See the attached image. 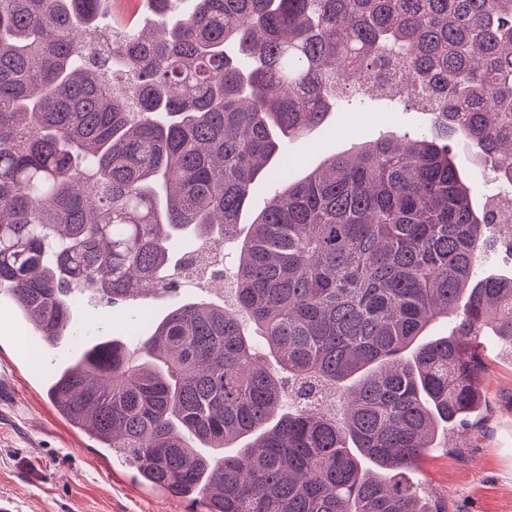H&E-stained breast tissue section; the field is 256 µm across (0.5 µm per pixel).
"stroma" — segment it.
<instances>
[{
  "instance_id": "35a3bbf8",
  "label": "stroma",
  "mask_w": 512,
  "mask_h": 512,
  "mask_svg": "<svg viewBox=\"0 0 512 512\" xmlns=\"http://www.w3.org/2000/svg\"><path fill=\"white\" fill-rule=\"evenodd\" d=\"M432 124L429 112L392 109L379 97H347L309 140L289 141L297 160L294 177L316 167L325 155L351 143L391 132L418 134ZM165 295H148L111 308L98 299L77 301L80 322L97 336L129 335L139 309L162 315ZM27 329L8 297L0 298V499L13 512H205L185 501L144 488L130 470L94 447L57 413L45 382L58 364L56 351L32 352ZM481 347L490 368V412L484 433L464 438L457 451L428 452L413 480L448 501L449 512H512V362L497 355L498 341L485 336Z\"/></svg>"
}]
</instances>
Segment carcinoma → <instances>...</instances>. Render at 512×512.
Wrapping results in <instances>:
<instances>
[{
  "label": "carcinoma",
  "instance_id": "obj_1",
  "mask_svg": "<svg viewBox=\"0 0 512 512\" xmlns=\"http://www.w3.org/2000/svg\"><path fill=\"white\" fill-rule=\"evenodd\" d=\"M108 2L0 0V294L54 349L76 290L229 288L143 312L133 347L91 338L48 398L207 512H447L407 474L484 426L478 338L512 352V277L477 262L512 209L477 205L455 153L512 186V0H156L161 35L103 56ZM393 59L431 131L291 178L283 141ZM261 181L279 188L243 224Z\"/></svg>",
  "mask_w": 512,
  "mask_h": 512
}]
</instances>
